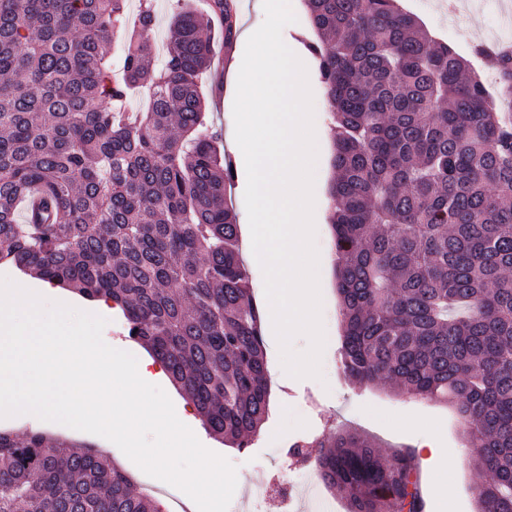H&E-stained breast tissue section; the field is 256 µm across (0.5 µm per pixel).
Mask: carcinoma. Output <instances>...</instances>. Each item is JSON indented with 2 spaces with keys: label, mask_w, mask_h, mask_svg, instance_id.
Masks as SVG:
<instances>
[{
  "label": "carcinoma",
  "mask_w": 512,
  "mask_h": 512,
  "mask_svg": "<svg viewBox=\"0 0 512 512\" xmlns=\"http://www.w3.org/2000/svg\"><path fill=\"white\" fill-rule=\"evenodd\" d=\"M326 91L341 372L451 405L478 512H512V124L398 0H304ZM233 0L181 6L152 65L154 0H0V262L121 310L216 439L268 415L261 309L200 77ZM128 31L121 76L114 30ZM488 58L512 96V52ZM135 89L147 112L128 113ZM39 205L15 218L31 192ZM347 512H424L414 453L342 429L296 445ZM0 512H162L101 453L0 432Z\"/></svg>",
  "instance_id": "1"
}]
</instances>
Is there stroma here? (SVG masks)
Masks as SVG:
<instances>
[{
	"instance_id": "1",
	"label": "stroma",
	"mask_w": 512,
	"mask_h": 512,
	"mask_svg": "<svg viewBox=\"0 0 512 512\" xmlns=\"http://www.w3.org/2000/svg\"><path fill=\"white\" fill-rule=\"evenodd\" d=\"M443 0H401L402 5L415 14L423 26L439 41L448 44L460 55L470 57L474 44L501 40L512 43V0H456L461 11L449 17ZM202 89L210 106V118L220 128L224 139H231L228 117L233 112L234 96L226 81L207 73ZM315 244L324 261L321 319L333 337L325 349L320 378H284L275 363H268L271 386L269 415L248 446L236 449L210 436L198 415H191L190 426L199 441L208 449L225 456L237 468V488L229 512H312L311 498H300L295 506H288L283 493L267 494L258 505H251L250 493L270 484L284 485L303 477H314L312 463H292L289 451L304 439L324 438L337 427L347 426L370 435L382 451L394 448H417L423 437L414 428L386 426L381 416L396 408L407 409L414 417L434 420L439 425L435 445L439 448H464V428L453 410L444 404L409 399L391 392L387 387L358 388L345 383L338 373L340 315L333 275L332 233L329 224L315 227ZM74 307L92 313H102L107 324L105 338L127 341L128 350L137 357H149L150 352L140 343L130 340L125 320L118 310L100 308L98 302L74 295ZM0 430L22 437L42 432L77 445L100 446L93 434L69 427H50L19 416L0 418ZM112 462L134 481L136 489L149 492L162 512H191L181 499L178 489L146 475L129 460L116 445L104 447ZM420 482L427 512H475L476 503L471 493L473 484L481 476L459 461L455 478L448 489V507L440 509L433 483V466L419 460Z\"/></svg>"
}]
</instances>
